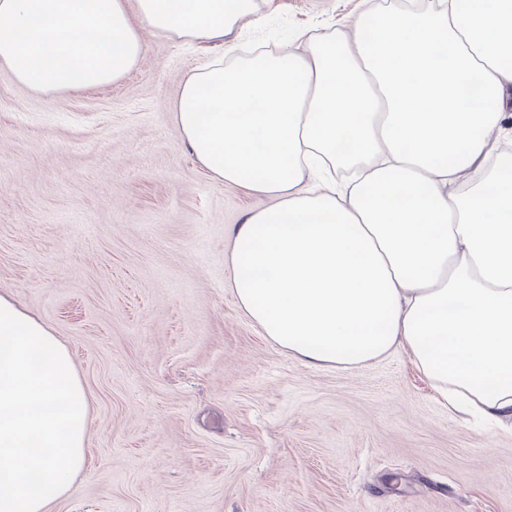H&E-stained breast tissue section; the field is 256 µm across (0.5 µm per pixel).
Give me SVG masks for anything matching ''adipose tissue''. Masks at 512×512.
Instances as JSON below:
<instances>
[{
    "label": "adipose tissue",
    "mask_w": 512,
    "mask_h": 512,
    "mask_svg": "<svg viewBox=\"0 0 512 512\" xmlns=\"http://www.w3.org/2000/svg\"><path fill=\"white\" fill-rule=\"evenodd\" d=\"M224 44L252 0H0V65L46 95L122 78L143 42ZM512 0L388 8L346 33L191 70L174 119L233 230L238 306L313 366L405 354L450 407L512 432ZM64 344L0 294V512H46L86 463Z\"/></svg>",
    "instance_id": "ef3b65f1"
}]
</instances>
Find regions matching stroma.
Instances as JSON below:
<instances>
[{
	"label": "stroma",
	"instance_id": "1",
	"mask_svg": "<svg viewBox=\"0 0 512 512\" xmlns=\"http://www.w3.org/2000/svg\"><path fill=\"white\" fill-rule=\"evenodd\" d=\"M395 0H253L281 47ZM145 33L122 78L48 96L0 66V290L68 347L87 463L49 512H512V434L466 423L402 354L312 367L233 298L258 199L205 175L172 107L222 57Z\"/></svg>",
	"mask_w": 512,
	"mask_h": 512
}]
</instances>
